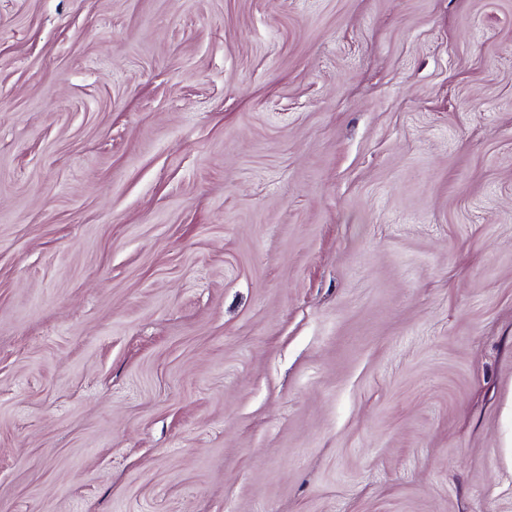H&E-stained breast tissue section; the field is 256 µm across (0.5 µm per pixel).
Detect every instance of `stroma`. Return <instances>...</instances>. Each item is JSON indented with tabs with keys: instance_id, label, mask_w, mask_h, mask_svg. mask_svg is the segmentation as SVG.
I'll list each match as a JSON object with an SVG mask.
<instances>
[{
	"instance_id": "1",
	"label": "stroma",
	"mask_w": 512,
	"mask_h": 512,
	"mask_svg": "<svg viewBox=\"0 0 512 512\" xmlns=\"http://www.w3.org/2000/svg\"><path fill=\"white\" fill-rule=\"evenodd\" d=\"M0 512H512V0H0Z\"/></svg>"
}]
</instances>
